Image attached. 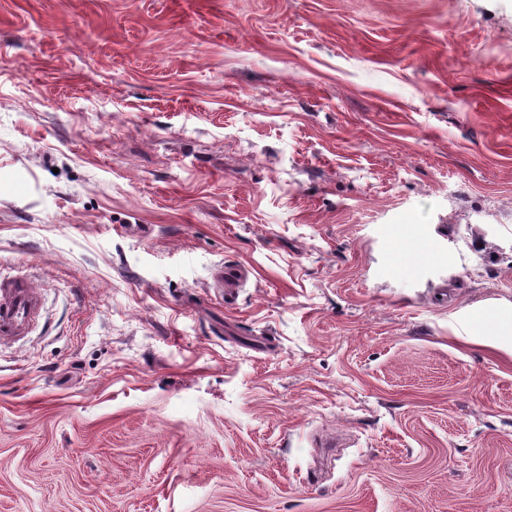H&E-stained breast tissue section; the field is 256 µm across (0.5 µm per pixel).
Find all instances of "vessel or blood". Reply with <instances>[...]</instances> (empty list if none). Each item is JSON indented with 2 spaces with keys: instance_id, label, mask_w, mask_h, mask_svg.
I'll use <instances>...</instances> for the list:
<instances>
[{
  "instance_id": "vessel-or-blood-1",
  "label": "vessel or blood",
  "mask_w": 512,
  "mask_h": 512,
  "mask_svg": "<svg viewBox=\"0 0 512 512\" xmlns=\"http://www.w3.org/2000/svg\"><path fill=\"white\" fill-rule=\"evenodd\" d=\"M393 241H404L410 236L406 225L392 224L387 228ZM417 244L404 250L390 253L392 264L416 269L425 263H445L446 251L428 234L414 236ZM248 271L241 265H227L220 270L225 301H232L238 288L246 279ZM41 298L31 281L12 277L0 280V339H12L28 333L40 315Z\"/></svg>"
}]
</instances>
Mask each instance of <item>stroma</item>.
Masks as SVG:
<instances>
[{
	"mask_svg": "<svg viewBox=\"0 0 512 512\" xmlns=\"http://www.w3.org/2000/svg\"><path fill=\"white\" fill-rule=\"evenodd\" d=\"M14 276L0 512H512V0H0ZM387 232L394 242L415 240L419 243L416 247L392 250L390 253L392 264L407 269L419 268L426 262L444 265L447 253L430 234L412 235L407 231V224H391ZM249 271L242 265H226L220 270V279L224 290V302L232 304L237 288H240ZM41 298L28 279L0 280V339L24 336L40 315Z\"/></svg>",
	"mask_w": 512,
	"mask_h": 512,
	"instance_id": "1",
	"label": "stroma"
}]
</instances>
